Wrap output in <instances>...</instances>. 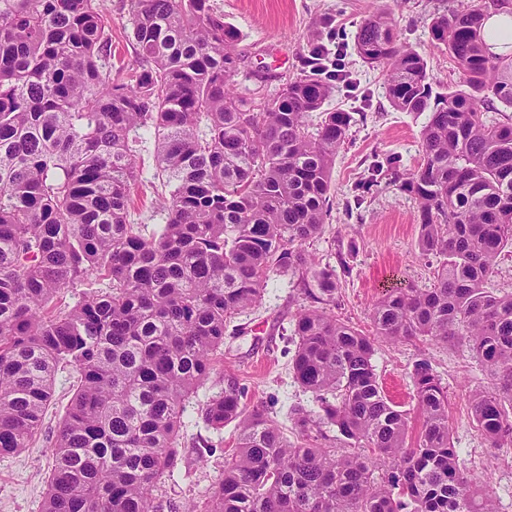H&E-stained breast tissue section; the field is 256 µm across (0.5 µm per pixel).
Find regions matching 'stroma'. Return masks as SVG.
I'll use <instances>...</instances> for the list:
<instances>
[{
    "mask_svg": "<svg viewBox=\"0 0 512 512\" xmlns=\"http://www.w3.org/2000/svg\"><path fill=\"white\" fill-rule=\"evenodd\" d=\"M459 0H211L225 22L240 33L239 49L249 70L296 74L307 51V35L320 20H330L343 51L344 82L328 100L329 110L353 113L354 121L333 170L335 199L325 232L307 243V250L324 263L336 260V250L349 254L351 273L340 277L328 312L348 322L364 335L373 336L371 308L394 288L428 285L437 265L422 256L416 246V203L392 186L386 177L365 195L360 208L348 205L354 186L368 176L373 164H395L405 169L420 160V131L427 114L395 110L386 97L379 69L363 63L354 50V37L374 11L387 12L396 23L402 42L424 51L435 82L457 86L461 74L447 54L430 43L428 23L433 15L447 12ZM138 177L130 189L128 219L151 234L162 219L157 211L162 188L153 143H144L136 159ZM306 300L298 280L287 273H271L261 300L236 316L241 335H226L224 353L217 356L215 371L189 404L180 430L186 451L200 442L212 443L213 455L204 462L186 459L175 478L162 479L154 502L162 507L201 500L224 469V459L237 446L235 424L223 430L207 428L198 411L207 398L224 386L225 375L243 385L249 404L264 405L289 440L298 432L288 421V411L300 405L313 408L309 393L293 379L295 351L292 324ZM373 363L385 395L408 415H415L416 400L412 364L427 359L448 388L449 422L459 450L461 468L489 482L499 512H512V447H491L475 426L465 397L488 388L489 379L472 358L463 340L443 342H375ZM71 370H58L54 397L47 407L40 431L22 452L0 457V512H41L51 474L52 441L74 394Z\"/></svg>",
    "mask_w": 512,
    "mask_h": 512,
    "instance_id": "obj_1",
    "label": "stroma"
}]
</instances>
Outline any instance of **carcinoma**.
<instances>
[{"instance_id":"cac0c4a2","label":"carcinoma","mask_w":512,"mask_h":512,"mask_svg":"<svg viewBox=\"0 0 512 512\" xmlns=\"http://www.w3.org/2000/svg\"><path fill=\"white\" fill-rule=\"evenodd\" d=\"M509 6L469 0L432 18L431 43L463 74L442 92L385 14L355 38L392 106L429 113L420 163L391 179L416 202L417 246L439 266L430 287L373 305L376 335L464 337L491 381L467 405L493 448L512 446V293L485 287L512 247V58L487 52L482 27ZM127 26L131 63L112 52L98 0H0V455L29 446L57 370L78 379L42 512H156V484L185 458L186 403L228 319L274 272L298 275L316 303L295 315L291 367L318 410H290L302 437L291 441L224 376L200 419L236 423L238 442L204 512H498L489 483L460 468L429 362L413 364L411 436L379 385L374 340L322 307L350 265L340 253L320 267L305 245L324 232L353 122L324 109L338 77L326 44L309 39L292 77L252 73L279 82L259 97L235 88L240 37L211 0H128ZM148 133L165 192L164 223L146 237L128 205ZM94 275L109 286L49 307ZM325 426L342 447L318 443Z\"/></svg>"}]
</instances>
